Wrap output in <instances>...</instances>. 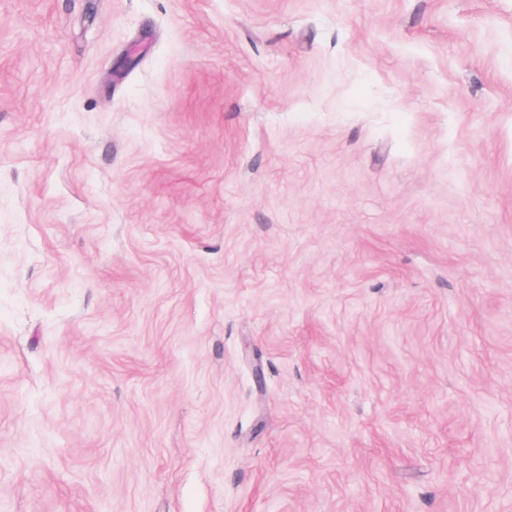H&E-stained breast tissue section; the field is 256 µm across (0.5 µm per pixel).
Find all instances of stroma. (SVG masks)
Segmentation results:
<instances>
[{
  "label": "stroma",
  "instance_id": "stroma-1",
  "mask_svg": "<svg viewBox=\"0 0 512 512\" xmlns=\"http://www.w3.org/2000/svg\"><path fill=\"white\" fill-rule=\"evenodd\" d=\"M0 512H512V0H0Z\"/></svg>",
  "mask_w": 512,
  "mask_h": 512
}]
</instances>
